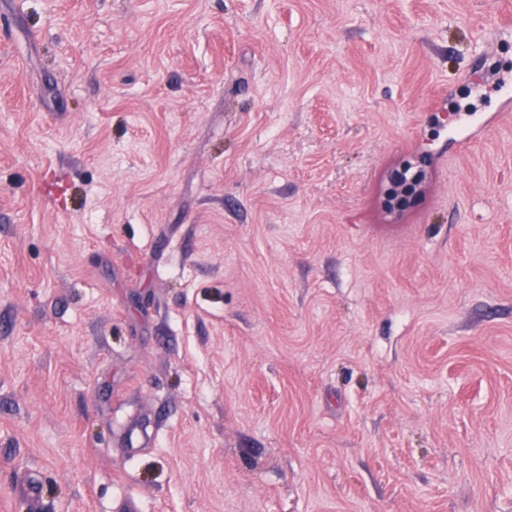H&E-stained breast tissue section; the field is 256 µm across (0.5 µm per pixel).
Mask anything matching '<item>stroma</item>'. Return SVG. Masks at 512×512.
Returning <instances> with one entry per match:
<instances>
[{"mask_svg": "<svg viewBox=\"0 0 512 512\" xmlns=\"http://www.w3.org/2000/svg\"><path fill=\"white\" fill-rule=\"evenodd\" d=\"M510 16L0 0V512H512Z\"/></svg>", "mask_w": 512, "mask_h": 512, "instance_id": "obj_1", "label": "stroma"}]
</instances>
